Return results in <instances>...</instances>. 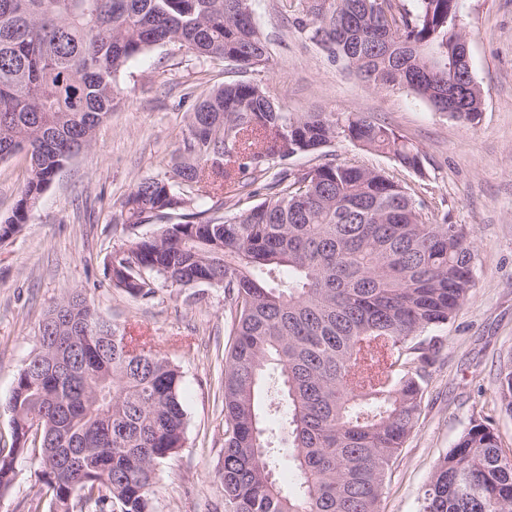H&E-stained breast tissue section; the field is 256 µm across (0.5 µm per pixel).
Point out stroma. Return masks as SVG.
<instances>
[{
	"label": "stroma",
	"mask_w": 512,
	"mask_h": 512,
	"mask_svg": "<svg viewBox=\"0 0 512 512\" xmlns=\"http://www.w3.org/2000/svg\"><path fill=\"white\" fill-rule=\"evenodd\" d=\"M251 9L270 50L268 64L251 78L284 111L371 113L418 148L425 173L341 136L319 152L290 158L289 167L348 162L385 169L473 233L476 286L443 330L421 415L389 470L381 503L382 512H419L435 463L471 419L490 417L503 449H512V416L493 405L499 364L512 353V0L461 2L484 94L475 125L434 112L414 94L361 82L292 25L282 0H251ZM233 77L222 63L175 46L135 58L117 80L118 105L91 147L63 166L31 221L0 240L1 401L38 348L44 315L74 291L111 324L142 331L178 366L186 440L159 467L155 512H224L219 387L230 316L223 289L164 286L142 300L114 288L107 267L128 240L157 229L118 223L120 203L138 180L170 169L187 129L190 89L211 90ZM38 469L34 452L17 456L14 480L0 492V512H26L39 489Z\"/></svg>",
	"instance_id": "35a3bbf8"
}]
</instances>
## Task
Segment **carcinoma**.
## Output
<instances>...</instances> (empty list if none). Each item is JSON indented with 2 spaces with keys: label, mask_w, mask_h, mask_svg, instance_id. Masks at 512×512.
I'll return each instance as SVG.
<instances>
[{
  "label": "carcinoma",
  "mask_w": 512,
  "mask_h": 512,
  "mask_svg": "<svg viewBox=\"0 0 512 512\" xmlns=\"http://www.w3.org/2000/svg\"><path fill=\"white\" fill-rule=\"evenodd\" d=\"M461 0H289L298 28L377 90H406L474 124L482 89L453 70L468 36ZM173 45L243 73L269 61L240 0H0V162L18 153L27 176L3 238L28 223L59 170L88 148L117 106L116 79L133 57ZM342 135L425 177L413 144L367 112L292 115L257 81L196 98L179 161L139 180L121 204L130 228L158 230L112 254V285L149 299L161 284L220 287L230 315L221 392L225 512H380L385 477L422 411L435 355L475 287L473 234L448 222L384 171L345 162L306 170L270 163ZM265 197L233 216L193 211L224 184ZM73 340L72 372H53L57 339ZM182 375L145 336L100 319L81 293L40 326V345L7 398L11 447L38 451L39 492L27 512H154L159 465L183 447ZM275 395L261 407L263 391ZM284 428L297 488L277 485ZM495 405L512 415V358ZM420 512H512V455L472 420L434 465Z\"/></svg>",
  "instance_id": "cac0c4a2"
}]
</instances>
